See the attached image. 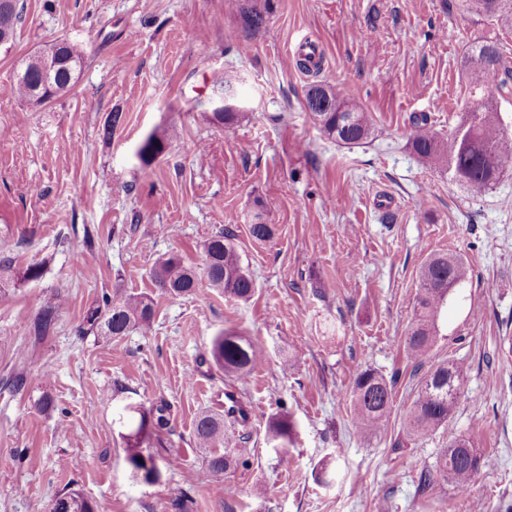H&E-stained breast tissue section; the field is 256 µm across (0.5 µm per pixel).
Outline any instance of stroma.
I'll return each instance as SVG.
<instances>
[{"instance_id":"obj_1","label":"stroma","mask_w":512,"mask_h":512,"mask_svg":"<svg viewBox=\"0 0 512 512\" xmlns=\"http://www.w3.org/2000/svg\"><path fill=\"white\" fill-rule=\"evenodd\" d=\"M252 0H25L10 48H0V239L16 267L41 279L0 293V512H45L76 488L98 512H506L512 507V164L474 196L447 167L424 163L412 121L445 137L469 104L467 44L497 41L512 60V28L465 0H269L248 30ZM65 38L84 65L72 90L25 103L15 73L34 51ZM320 69L297 65L300 47ZM240 77L248 111L214 123L205 105L217 75ZM319 82L368 112L372 134L346 146L306 107ZM120 124L105 133L111 113ZM167 132L151 165L135 155ZM274 227L255 240L249 226ZM235 235L255 290L230 300L208 282L188 296L156 288L158 261L181 254L201 266L216 230ZM94 247L84 252L85 236ZM461 255L469 272L439 317L422 364L405 352L420 270L431 254ZM147 295L150 333L80 335L102 296ZM54 330L35 336L46 304ZM234 328L264 357L246 382L210 361L211 341ZM464 370L455 431L496 460L467 490L435 480L421 492L448 434L408 437L404 418L435 367ZM394 383L387 425L353 422L358 371ZM24 373L16 393L5 381ZM128 394L113 396L114 380ZM234 391L246 421H227L240 465L205 467L194 428ZM49 392L54 407L35 402ZM166 402L167 453L180 465L159 483L132 481L117 417L129 403ZM288 413L293 444L279 457L268 419ZM336 459L332 484L315 480Z\"/></svg>"}]
</instances>
